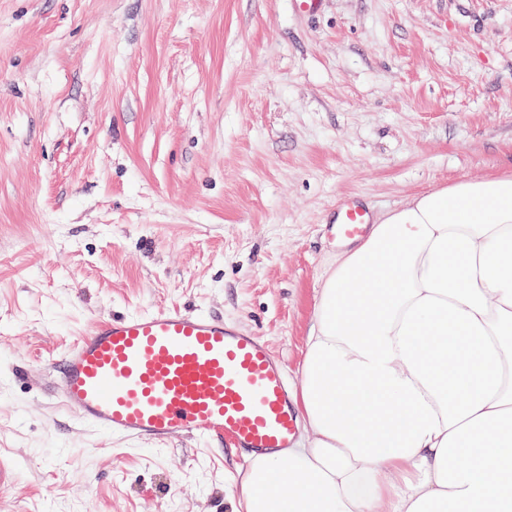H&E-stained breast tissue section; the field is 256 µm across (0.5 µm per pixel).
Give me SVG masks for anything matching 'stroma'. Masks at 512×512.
Here are the masks:
<instances>
[{"instance_id": "obj_1", "label": "stroma", "mask_w": 512, "mask_h": 512, "mask_svg": "<svg viewBox=\"0 0 512 512\" xmlns=\"http://www.w3.org/2000/svg\"><path fill=\"white\" fill-rule=\"evenodd\" d=\"M512 174V0H0V512H234L229 440L81 424L47 359L180 308L300 389L336 202Z\"/></svg>"}]
</instances>
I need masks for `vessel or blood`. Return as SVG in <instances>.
<instances>
[{
	"instance_id": "vessel-or-blood-1",
	"label": "vessel or blood",
	"mask_w": 512,
	"mask_h": 512,
	"mask_svg": "<svg viewBox=\"0 0 512 512\" xmlns=\"http://www.w3.org/2000/svg\"><path fill=\"white\" fill-rule=\"evenodd\" d=\"M368 223L362 205L338 201L339 240L361 237ZM50 368L63 408L110 437L219 435L247 460L296 445L298 414L281 362L260 338L208 314L101 318Z\"/></svg>"
}]
</instances>
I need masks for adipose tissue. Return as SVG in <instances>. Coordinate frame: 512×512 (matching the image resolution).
<instances>
[{
	"label": "adipose tissue",
	"mask_w": 512,
	"mask_h": 512,
	"mask_svg": "<svg viewBox=\"0 0 512 512\" xmlns=\"http://www.w3.org/2000/svg\"><path fill=\"white\" fill-rule=\"evenodd\" d=\"M301 372L306 445L252 458L239 512H512V175L339 255Z\"/></svg>",
	"instance_id": "ef3b65f1"
}]
</instances>
